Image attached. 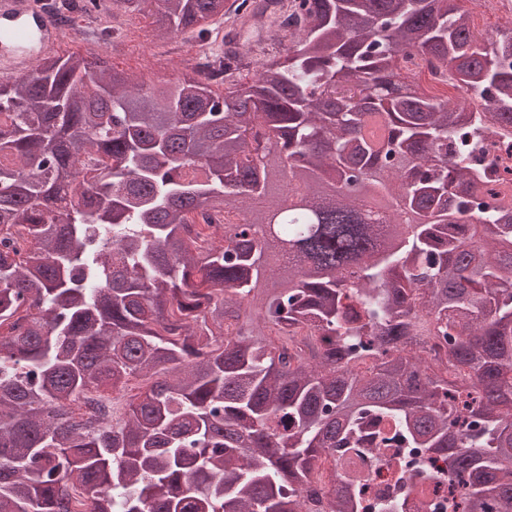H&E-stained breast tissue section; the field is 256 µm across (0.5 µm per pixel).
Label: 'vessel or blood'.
Instances as JSON below:
<instances>
[{
  "mask_svg": "<svg viewBox=\"0 0 512 512\" xmlns=\"http://www.w3.org/2000/svg\"><path fill=\"white\" fill-rule=\"evenodd\" d=\"M57 32L47 23L35 0H0V75H30L39 59L54 53Z\"/></svg>",
  "mask_w": 512,
  "mask_h": 512,
  "instance_id": "b4317fda",
  "label": "vessel or blood"
}]
</instances>
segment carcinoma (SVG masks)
Listing matches in <instances>:
<instances>
[{"instance_id": "carcinoma-1", "label": "carcinoma", "mask_w": 512, "mask_h": 512, "mask_svg": "<svg viewBox=\"0 0 512 512\" xmlns=\"http://www.w3.org/2000/svg\"><path fill=\"white\" fill-rule=\"evenodd\" d=\"M121 4L234 25V53L220 95L75 53L0 79V235L33 243L0 252V512H363L352 476L303 488L392 442L446 460L459 512H512V195L472 152L512 127V27L488 45L457 0ZM252 19L286 55L250 65Z\"/></svg>"}]
</instances>
